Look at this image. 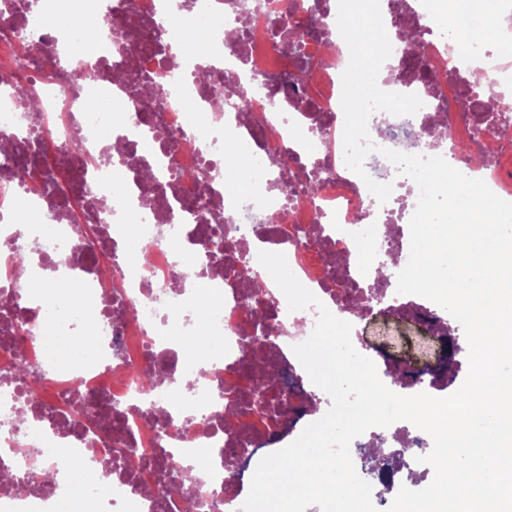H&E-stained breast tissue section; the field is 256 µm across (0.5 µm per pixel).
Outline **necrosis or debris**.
I'll return each mask as SVG.
<instances>
[{"instance_id": "necrosis-or-debris-1", "label": "necrosis or debris", "mask_w": 512, "mask_h": 512, "mask_svg": "<svg viewBox=\"0 0 512 512\" xmlns=\"http://www.w3.org/2000/svg\"><path fill=\"white\" fill-rule=\"evenodd\" d=\"M479 15L489 41L462 42L454 0H380L384 18L419 31L423 50L407 62L394 43L378 85L417 93L412 116L375 113L368 130L376 153L365 161L376 181L403 187L379 203L344 162L341 75L349 52L338 37L337 0H0V512H58L68 495L52 448L108 469L110 492L87 482L79 512H240L245 471L229 467L227 447L258 463L299 434L317 390L302 396L280 384L265 395L280 413L230 401L249 395L247 367L302 365L292 347L312 333L319 312L289 311L259 264L265 250L285 255L296 278L328 309L347 312L350 294L395 297L373 256L403 268L417 203L383 156L388 148L439 155L512 201V137L479 129L471 98L512 117V0H488ZM314 16L303 39L308 63L298 92L282 79L295 69L276 48V27ZM201 29L199 51L177 55L183 36ZM441 73L434 93L417 88L422 67ZM260 84L243 100L236 89ZM102 134L90 139L88 127ZM38 141H29L31 129ZM247 150L258 169L226 164L229 148ZM9 149L36 152L39 165L20 182L5 165ZM319 169L316 192L294 174ZM125 201L112 206L113 198ZM280 212L279 223L268 221ZM222 227L233 249L210 252L206 230ZM371 248V258L357 244ZM28 254L24 273L15 259ZM247 262L264 283L261 302L227 281L232 261ZM197 268L195 278L183 275ZM52 275L75 304L36 299L32 282ZM275 339L247 343L260 322ZM95 325L92 361L71 364L44 344L46 330L69 336ZM199 337L194 354L184 341ZM27 376H20V367ZM159 369L156 384L140 372ZM207 377L195 386L192 373ZM388 441L387 454L429 453L431 437L412 423L372 427L352 442ZM178 457L180 494L158 495L155 461Z\"/></svg>"}]
</instances>
